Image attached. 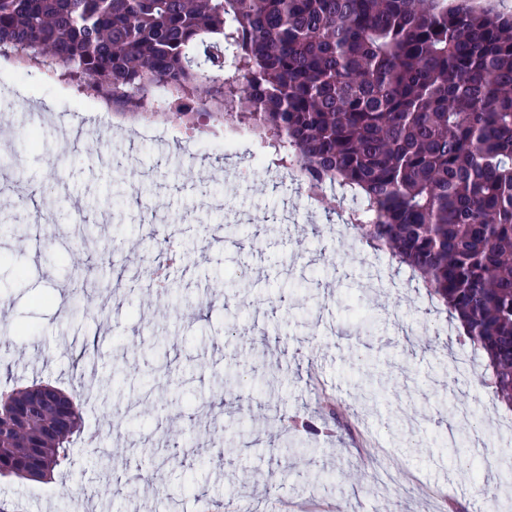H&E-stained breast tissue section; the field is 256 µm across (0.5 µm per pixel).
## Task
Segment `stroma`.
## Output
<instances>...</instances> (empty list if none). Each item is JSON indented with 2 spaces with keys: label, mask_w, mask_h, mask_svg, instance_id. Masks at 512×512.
<instances>
[{
  "label": "stroma",
  "mask_w": 512,
  "mask_h": 512,
  "mask_svg": "<svg viewBox=\"0 0 512 512\" xmlns=\"http://www.w3.org/2000/svg\"><path fill=\"white\" fill-rule=\"evenodd\" d=\"M158 85L134 112L49 56L0 55V114H12L15 138L0 156H17L13 178L61 202L56 222L39 224L19 242L0 235V301L6 327L23 336L0 341L8 360L0 386L43 380L65 388L79 375L103 376L106 363L132 371L109 401L91 397L85 439L69 470L47 481L0 478V500L24 512H158L156 480L178 512L251 499L255 512L279 500L322 499L338 512H512V408L491 390H473L486 361L458 341L459 327L432 299L423 278L388 250H372L339 212L311 209L256 137L224 146V125L198 111L174 112ZM46 147L33 148L32 127ZM129 198L106 206L114 168ZM240 213L236 232L224 212H201L204 197ZM171 217L179 255L168 277L182 299L172 303L149 278L157 257L145 232L141 201ZM81 249L73 270L69 253ZM112 292H104V285ZM88 293L94 310L67 318L64 300ZM105 312H98L99 303ZM243 367V384L225 385L238 404L214 412L202 403L214 376ZM468 395L483 422L482 441L447 445L448 408ZM149 409L138 424L128 405ZM112 410L120 432L107 441L122 455L130 484L104 485L89 437ZM328 423L313 435L273 425V413ZM178 448L181 463L156 468L144 448ZM503 449L494 471L481 469L487 449ZM401 463L413 491L375 486L373 470ZM354 471L359 484H341ZM497 496L481 501L479 487Z\"/></svg>",
  "instance_id": "obj_1"
}]
</instances>
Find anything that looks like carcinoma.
I'll return each mask as SVG.
<instances>
[{"label": "carcinoma", "mask_w": 512, "mask_h": 512, "mask_svg": "<svg viewBox=\"0 0 512 512\" xmlns=\"http://www.w3.org/2000/svg\"><path fill=\"white\" fill-rule=\"evenodd\" d=\"M0 51L45 52L126 104L258 128L280 162L362 201L352 228L424 275L512 405V17L448 0H0ZM0 211V232L22 237ZM85 384L48 431L42 391L0 388V476L66 465Z\"/></svg>", "instance_id": "1"}]
</instances>
